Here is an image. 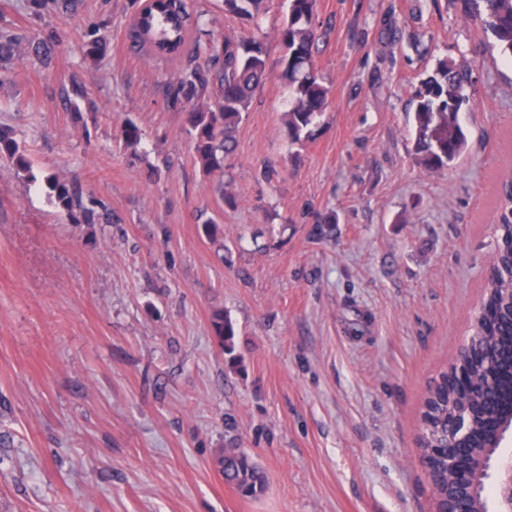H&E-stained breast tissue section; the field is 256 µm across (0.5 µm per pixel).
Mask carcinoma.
Listing matches in <instances>:
<instances>
[{
    "label": "carcinoma",
    "instance_id": "carcinoma-1",
    "mask_svg": "<svg viewBox=\"0 0 512 512\" xmlns=\"http://www.w3.org/2000/svg\"><path fill=\"white\" fill-rule=\"evenodd\" d=\"M34 15L68 13L81 0H29ZM268 0H224V14L253 21L265 11ZM317 0H288V15L277 31L283 47L282 79L288 90L285 112L288 138L293 143L312 136V127L324 112L329 90L315 67L313 17ZM465 7L490 32L492 48L512 59V0H464ZM85 56L94 60L107 47L95 26L85 34ZM128 40L138 55L157 64H174L167 105L185 114L193 137L196 159L208 174L224 171V158L232 152L233 132L248 112L252 99L267 73L264 43L253 37L204 38L202 15L195 13L193 0H140L129 25ZM53 36L27 38L0 29V62L25 53L43 63L50 58ZM471 74L461 65L443 58L436 67L412 85L414 105L412 151L427 172L440 171L465 153L468 145L465 117L473 111L466 93ZM126 148L134 151L142 141L140 127L125 123L119 134ZM0 160L22 171L30 161L15 131L0 127ZM48 188L64 211L77 224H94L98 215L88 207L80 189L50 174ZM502 195L495 215L496 248L491 266L496 274L485 279L482 330L473 343L482 347L497 336L512 335V328L497 312L512 297V176L501 182ZM211 330L217 344L233 362L237 329L221 313L213 316ZM463 394L448 391V372L429 386L422 402L421 421L432 416L440 425L437 438L427 437L421 426L420 448L448 437V405L458 404ZM215 466L229 485L243 498H256L267 487L265 471L253 456L234 445L216 457Z\"/></svg>",
    "mask_w": 512,
    "mask_h": 512
}]
</instances>
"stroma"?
I'll return each instance as SVG.
<instances>
[{
	"mask_svg": "<svg viewBox=\"0 0 512 512\" xmlns=\"http://www.w3.org/2000/svg\"><path fill=\"white\" fill-rule=\"evenodd\" d=\"M195 5L214 37L263 39L270 72L209 175L167 106L170 69L127 48L132 0L39 18L0 0V27L57 36L49 65L14 62L0 82V125L32 167L0 165V512H433L422 399L482 295L512 66L463 0H317L330 93L298 145L278 77L285 0L251 24ZM445 56L472 68L476 108L467 152L427 174L411 85ZM129 120L134 153L117 138ZM48 173L99 202L97 223H73ZM210 218L222 242L203 235ZM218 311L238 364L212 338ZM230 442L266 472L260 497L218 473Z\"/></svg>",
	"mask_w": 512,
	"mask_h": 512,
	"instance_id": "stroma-1",
	"label": "stroma"
}]
</instances>
